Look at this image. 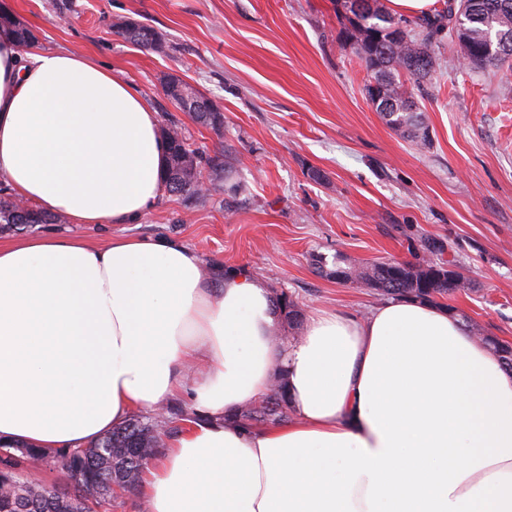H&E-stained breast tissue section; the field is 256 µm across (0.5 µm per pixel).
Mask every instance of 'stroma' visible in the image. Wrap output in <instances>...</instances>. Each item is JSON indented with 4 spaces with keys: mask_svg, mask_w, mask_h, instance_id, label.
Masks as SVG:
<instances>
[{
    "mask_svg": "<svg viewBox=\"0 0 512 512\" xmlns=\"http://www.w3.org/2000/svg\"><path fill=\"white\" fill-rule=\"evenodd\" d=\"M31 28L38 53L77 51L130 83L193 146L227 154L246 205L222 197L196 207L162 195L136 224H38L0 230V242L78 237L167 238L206 270L237 269L284 293L302 316L318 308L364 316L371 289L332 276L336 262H415L442 242L474 284L450 305L512 343V78L442 65L422 84L427 148L387 127L365 96L369 72L339 47L336 0H0ZM151 25L158 54L112 31L116 19ZM176 76L224 113V133L191 121L165 95ZM325 179L313 181L309 169Z\"/></svg>",
    "mask_w": 512,
    "mask_h": 512,
    "instance_id": "stroma-1",
    "label": "stroma"
}]
</instances>
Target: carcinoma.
I'll return each instance as SVG.
<instances>
[{
  "label": "carcinoma",
  "mask_w": 512,
  "mask_h": 512,
  "mask_svg": "<svg viewBox=\"0 0 512 512\" xmlns=\"http://www.w3.org/2000/svg\"><path fill=\"white\" fill-rule=\"evenodd\" d=\"M341 20L348 14L359 15L363 27L351 29L343 25L340 45L343 50L363 61L370 72V82L377 85L379 99L369 102L386 125L419 149L429 144L425 114L420 108H406L413 95L404 89L402 77L424 79L441 66L437 40L443 32L455 34L462 60L472 68H496L512 58V0H445L435 14L416 20L397 17L381 0H336ZM115 32L125 40L149 51L162 52L165 40L153 28L136 24L132 32L123 20L113 24ZM0 28L12 33L21 52L33 47L35 36L8 10L0 9ZM191 120L220 135L224 130V113L208 101L180 107ZM167 145L163 185L175 196L195 202L213 196H224V209L239 207L244 185L229 183L231 169L228 157L208 155L192 147L182 127L175 123L160 129ZM65 216L51 213L36 204L17 198L8 188L0 187V227L18 224H62ZM427 255L415 263L375 261L355 264L336 271V276L371 288L392 299L411 298L430 304L440 298L474 288L472 281L456 271L453 260L441 258L443 246L435 242L425 245ZM288 310V325L301 324V314L284 294L274 298ZM480 342L490 348L512 371V344L495 336H481ZM289 409L283 372L263 397L249 402L227 418L245 429L286 420ZM191 417L180 407L153 417L133 414L121 426L80 448H34L24 446L23 460L11 455L20 450L3 446L0 456V512H17L21 502L35 505V512H92L104 495L99 483L111 481L121 491L138 487L145 466L164 450V437L178 431L174 423ZM61 459L69 478L80 488L74 496H61L54 484H33L27 478L29 467Z\"/></svg>",
  "instance_id": "cac0c4a2"
}]
</instances>
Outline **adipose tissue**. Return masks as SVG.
<instances>
[{
    "label": "adipose tissue",
    "instance_id": "obj_1",
    "mask_svg": "<svg viewBox=\"0 0 512 512\" xmlns=\"http://www.w3.org/2000/svg\"><path fill=\"white\" fill-rule=\"evenodd\" d=\"M165 156L129 83L0 31V181L19 198L135 224ZM281 319L265 282L173 241L0 245V439L75 448L185 393L202 419L146 466L150 512H512V372L458 318L321 311L286 347ZM279 370L294 419L225 424Z\"/></svg>",
    "mask_w": 512,
    "mask_h": 512
}]
</instances>
